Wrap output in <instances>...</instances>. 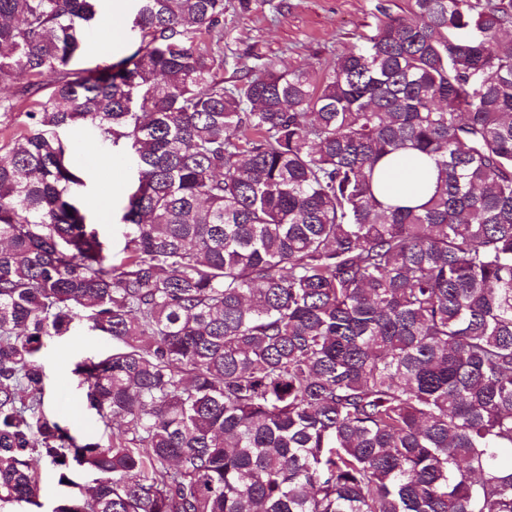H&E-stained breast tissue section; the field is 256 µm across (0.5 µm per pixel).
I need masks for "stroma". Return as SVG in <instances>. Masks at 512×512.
I'll return each mask as SVG.
<instances>
[{
	"label": "stroma",
	"mask_w": 512,
	"mask_h": 512,
	"mask_svg": "<svg viewBox=\"0 0 512 512\" xmlns=\"http://www.w3.org/2000/svg\"><path fill=\"white\" fill-rule=\"evenodd\" d=\"M410 8L411 0H224L229 63L220 74L228 82L239 79L260 59L280 71L326 68L337 56L363 47L387 17L408 15ZM135 13L134 0H101L80 67L110 64L131 54L140 43L132 28ZM108 23L118 28V36L106 38ZM72 137L82 145L77 161L86 186L79 199L89 206L110 246L121 249L118 218L134 183L128 151L122 144L102 152L86 148L91 134L85 130H74ZM111 348L109 337L80 328L56 338L43 360L48 407L76 434L92 435L94 416L72 369L77 361L105 355Z\"/></svg>",
	"instance_id": "obj_1"
}]
</instances>
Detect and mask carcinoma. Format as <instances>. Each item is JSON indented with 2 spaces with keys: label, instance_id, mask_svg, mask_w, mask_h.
Returning a JSON list of instances; mask_svg holds the SVG:
<instances>
[{
  "label": "carcinoma",
  "instance_id": "obj_1",
  "mask_svg": "<svg viewBox=\"0 0 512 512\" xmlns=\"http://www.w3.org/2000/svg\"><path fill=\"white\" fill-rule=\"evenodd\" d=\"M100 0H0V512H512V0H413L322 73L224 86V0H136L140 45L76 69ZM83 127L136 179L114 259ZM434 165L417 205L376 172ZM102 434L46 407L44 351ZM112 348L108 336L79 328L75 333L60 336L50 345L42 363L47 382L49 409L66 419L79 435H92L94 416L86 406L84 390L72 374L74 364L86 357L102 356Z\"/></svg>",
  "mask_w": 512,
  "mask_h": 512
}]
</instances>
